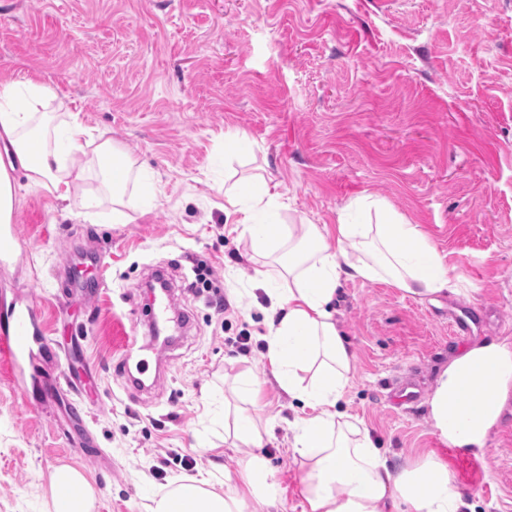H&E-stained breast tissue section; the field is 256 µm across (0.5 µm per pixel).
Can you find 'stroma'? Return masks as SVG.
<instances>
[{
  "label": "stroma",
  "mask_w": 512,
  "mask_h": 512,
  "mask_svg": "<svg viewBox=\"0 0 512 512\" xmlns=\"http://www.w3.org/2000/svg\"><path fill=\"white\" fill-rule=\"evenodd\" d=\"M0 75L52 85L68 105L53 122L77 115L156 176L148 203L128 183L116 224L93 148L64 207L13 174L17 252L0 260V306H33L49 352L27 397L0 359V512H53L63 466L85 477L91 512H147L187 454L198 473L237 470L250 449L224 440V389L249 376L263 381L252 413L279 512H302L287 451L301 404L269 380V300L224 215L225 186L259 176L281 183L284 223L332 224L378 200L428 233L453 292L432 302L341 282L353 359L337 408L390 465L435 453L471 512H512V397L480 458L444 444L426 406L452 356L512 337V0H0ZM235 132L245 145L226 149ZM202 263L213 288L190 291ZM158 269L191 320L170 346L145 317ZM132 334L161 365L142 391L121 376Z\"/></svg>",
  "instance_id": "stroma-1"
}]
</instances>
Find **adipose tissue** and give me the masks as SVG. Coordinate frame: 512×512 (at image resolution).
I'll use <instances>...</instances> for the list:
<instances>
[{"mask_svg":"<svg viewBox=\"0 0 512 512\" xmlns=\"http://www.w3.org/2000/svg\"><path fill=\"white\" fill-rule=\"evenodd\" d=\"M55 89L30 78L0 79V223L13 221L10 168L23 171L30 188L67 200L85 170L75 156L92 140L78 118L54 124L43 110ZM137 179L145 197L154 181L145 168L122 158L110 174L112 220L123 223V195ZM278 184L261 181L258 190L235 184L224 191V211L243 224L255 253L287 250L279 282L267 288L281 309L264 337L266 358L278 387L301 402L304 413L292 424L289 451L300 462L302 512H461L464 502L447 463L429 457L395 468L376 448L362 421L337 411L349 389L352 354L336 322L337 285L347 279L383 281L421 298L449 290L447 269L421 225L399 216L377 224H354L346 208L332 224L308 225L303 237L280 221L284 207ZM258 381L237 387L243 407L225 432L258 448L262 430L249 412ZM512 394V343L491 339L453 357L427 402L434 430L449 446L479 457L508 395ZM54 512H90L91 494L82 475L69 467L52 477ZM277 489L269 462L251 456L236 472L175 479L152 492L149 512H240L243 497L265 512Z\"/></svg>","mask_w":512,"mask_h":512,"instance_id":"obj_1","label":"adipose tissue"}]
</instances>
